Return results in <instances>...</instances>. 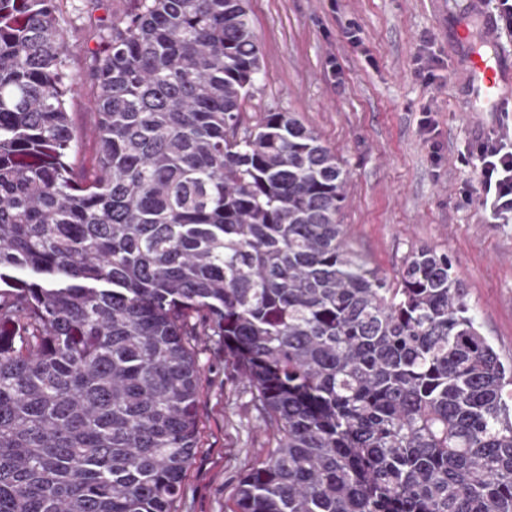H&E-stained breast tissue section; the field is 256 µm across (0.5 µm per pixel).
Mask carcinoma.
Listing matches in <instances>:
<instances>
[{
    "mask_svg": "<svg viewBox=\"0 0 512 512\" xmlns=\"http://www.w3.org/2000/svg\"><path fill=\"white\" fill-rule=\"evenodd\" d=\"M60 2L0 0V512H174L192 336L272 429L235 512H512V361L448 253L390 281L351 248L347 172L296 113L243 126L245 0L112 20L89 165Z\"/></svg>",
    "mask_w": 512,
    "mask_h": 512,
    "instance_id": "carcinoma-1",
    "label": "carcinoma"
}]
</instances>
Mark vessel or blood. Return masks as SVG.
I'll return each mask as SVG.
<instances>
[{
    "instance_id": "1",
    "label": "vessel or blood",
    "mask_w": 512,
    "mask_h": 512,
    "mask_svg": "<svg viewBox=\"0 0 512 512\" xmlns=\"http://www.w3.org/2000/svg\"><path fill=\"white\" fill-rule=\"evenodd\" d=\"M483 50H472L469 58V82L476 98L487 111H497L512 102V55L495 52L496 26L491 17L482 24Z\"/></svg>"
}]
</instances>
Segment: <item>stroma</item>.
Returning <instances> with one entry per match:
<instances>
[{
    "label": "stroma",
    "mask_w": 512,
    "mask_h": 512,
    "mask_svg": "<svg viewBox=\"0 0 512 512\" xmlns=\"http://www.w3.org/2000/svg\"><path fill=\"white\" fill-rule=\"evenodd\" d=\"M132 0H63L80 158L95 154L92 83L96 37ZM262 50L264 79L245 112H296L344 162L340 214L368 265L395 276L410 250L447 251L464 282L481 332L512 359V222L488 224L461 164L464 147L512 137V108L487 112L466 82L468 49L481 20L470 0H247ZM467 39H460V29ZM202 381L201 448L176 512H232L237 478L272 447L224 346L196 336Z\"/></svg>",
    "instance_id": "obj_1"
}]
</instances>
